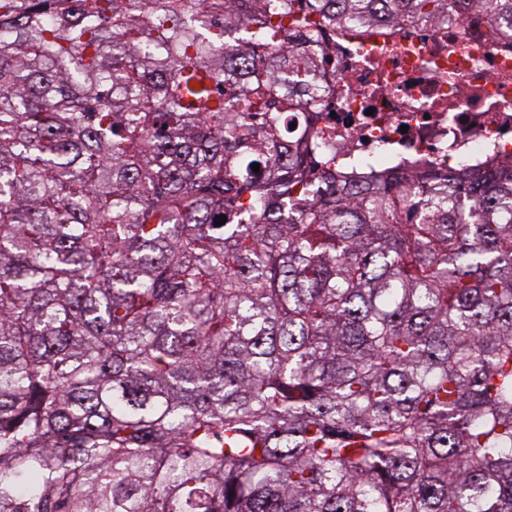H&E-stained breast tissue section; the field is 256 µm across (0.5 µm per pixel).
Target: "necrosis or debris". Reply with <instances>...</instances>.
Returning a JSON list of instances; mask_svg holds the SVG:
<instances>
[{"mask_svg": "<svg viewBox=\"0 0 512 512\" xmlns=\"http://www.w3.org/2000/svg\"><path fill=\"white\" fill-rule=\"evenodd\" d=\"M321 44L309 149L338 181L512 166V42L485 17L326 27Z\"/></svg>", "mask_w": 512, "mask_h": 512, "instance_id": "necrosis-or-debris-1", "label": "necrosis or debris"}]
</instances>
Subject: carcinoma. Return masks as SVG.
<instances>
[{
	"mask_svg": "<svg viewBox=\"0 0 512 512\" xmlns=\"http://www.w3.org/2000/svg\"><path fill=\"white\" fill-rule=\"evenodd\" d=\"M458 1L0 0V512H512V175L287 147Z\"/></svg>",
	"mask_w": 512,
	"mask_h": 512,
	"instance_id": "1",
	"label": "carcinoma"
}]
</instances>
